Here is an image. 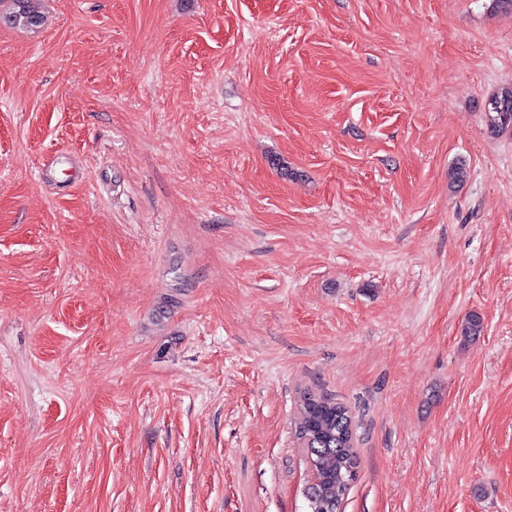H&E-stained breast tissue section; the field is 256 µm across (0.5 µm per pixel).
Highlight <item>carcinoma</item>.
<instances>
[{"label":"carcinoma","instance_id":"obj_1","mask_svg":"<svg viewBox=\"0 0 512 512\" xmlns=\"http://www.w3.org/2000/svg\"><path fill=\"white\" fill-rule=\"evenodd\" d=\"M39 0H0V22L29 30L38 29L43 16ZM490 125L498 131L512 128V94L487 107ZM483 330L480 315L471 314L461 325V335L471 338ZM300 417L295 422L312 479L303 496L308 512H341L358 465L353 422L348 408L327 396L307 390L299 397Z\"/></svg>","mask_w":512,"mask_h":512}]
</instances>
